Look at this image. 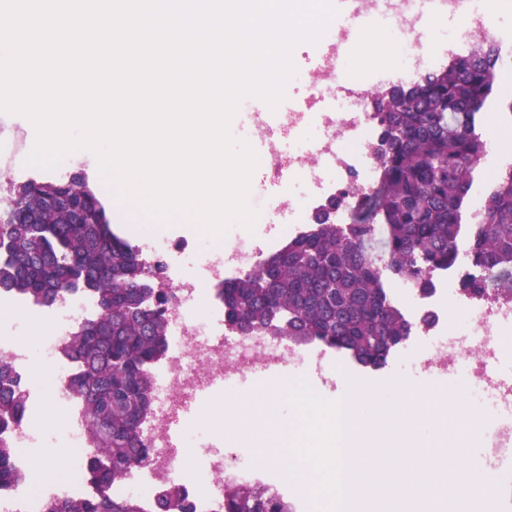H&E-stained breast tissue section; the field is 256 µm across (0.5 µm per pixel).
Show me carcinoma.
Instances as JSON below:
<instances>
[{
  "label": "carcinoma",
  "instance_id": "obj_1",
  "mask_svg": "<svg viewBox=\"0 0 512 512\" xmlns=\"http://www.w3.org/2000/svg\"><path fill=\"white\" fill-rule=\"evenodd\" d=\"M498 49L480 40L465 55L411 86L373 94L380 124L379 175L346 224L331 201L312 227L288 240L254 271L224 282L225 321L242 334L265 331L303 342L315 338L359 363L382 367L412 334L390 300L391 277L426 294L459 259L463 205L485 152L477 131L496 82ZM31 179L0 201V287L49 306L81 290L99 314L64 347L76 364L67 389L84 406L87 435L100 455L86 476L97 493L56 496L46 512H140L112 494L154 449L140 431L153 404L149 367L167 347L160 290L141 287L138 249L120 237L85 177L55 187L82 203L84 218L53 203ZM469 274L463 288L479 298L491 286L512 296V166L502 171L468 225ZM23 382L0 363V431L25 414ZM26 478L15 449L0 441V492ZM224 512H291L288 502L246 486L224 489Z\"/></svg>",
  "mask_w": 512,
  "mask_h": 512
}]
</instances>
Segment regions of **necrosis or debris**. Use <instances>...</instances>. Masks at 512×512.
<instances>
[{"instance_id":"4bbe7bcc","label":"necrosis or debris","mask_w":512,"mask_h":512,"mask_svg":"<svg viewBox=\"0 0 512 512\" xmlns=\"http://www.w3.org/2000/svg\"><path fill=\"white\" fill-rule=\"evenodd\" d=\"M370 9L384 16L386 34L399 45L401 62L395 78L414 80L440 62L429 50L433 16L428 0H354L349 13L333 21L322 39L323 53L311 66L299 68L295 77L307 89L300 110L280 113L273 127L261 113H254L246 132L272 174L285 171L305 180L306 193L288 202L293 223L276 225L259 244L236 226L224 240L193 244L172 238L161 227L150 232L147 265L158 285L171 295L166 305L169 347L150 367L154 408L143 423L156 453L115 488L116 494L139 501L142 512H153L157 495L172 485L182 486L187 512H224L228 481L265 487L275 495L281 492L277 482L265 477L253 454L240 453L225 461L224 433L199 424L198 419L210 400L235 399L241 378L303 365L313 353L284 337L234 333L217 310L203 317L198 307L206 297H217L229 272H249L267 248L298 234L317 201L339 200L346 211L372 189L378 132L370 110L373 85L356 69L350 52L341 49L349 30ZM465 270L461 264L440 274L428 294L416 295L404 285L394 295L411 312L439 325L443 301L458 296ZM0 307L8 311L0 317V361L18 372L38 363L51 367L54 397L67 409L61 432L74 450L66 463L68 480L37 487L22 482L0 493V512H44L49 497L87 485L84 463L95 450L85 431L84 412L74 409L75 399L66 389L74 365L62 347L98 307L91 296L71 291L51 307L0 291ZM46 319L53 323L47 335L37 342H21L23 324ZM406 352L421 356L432 381L457 383L465 394L492 405L494 434L485 435L480 426L474 433L487 441L482 478L497 480L512 465V298L470 299L458 329L434 335L432 343L413 344Z\"/></svg>"}]
</instances>
